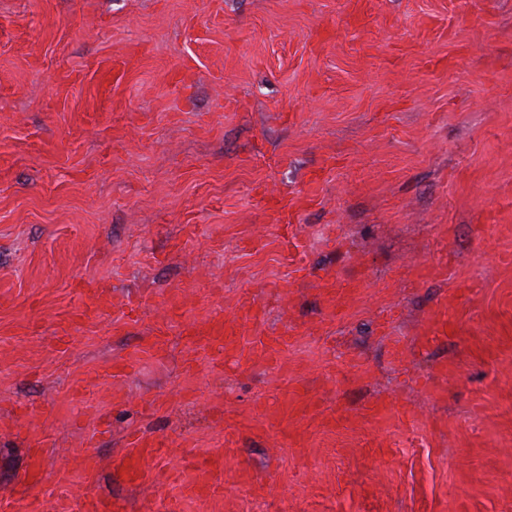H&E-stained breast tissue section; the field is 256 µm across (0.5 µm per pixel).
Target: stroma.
<instances>
[{
  "instance_id": "35a3bbf8",
  "label": "stroma",
  "mask_w": 512,
  "mask_h": 512,
  "mask_svg": "<svg viewBox=\"0 0 512 512\" xmlns=\"http://www.w3.org/2000/svg\"><path fill=\"white\" fill-rule=\"evenodd\" d=\"M85 283L112 305L76 320ZM174 294L197 323L253 298L293 341L214 367ZM298 388L317 410L270 426ZM135 431L172 445L132 485ZM205 455L224 493L200 499L180 467ZM91 494L512 512V0H0V512Z\"/></svg>"
}]
</instances>
